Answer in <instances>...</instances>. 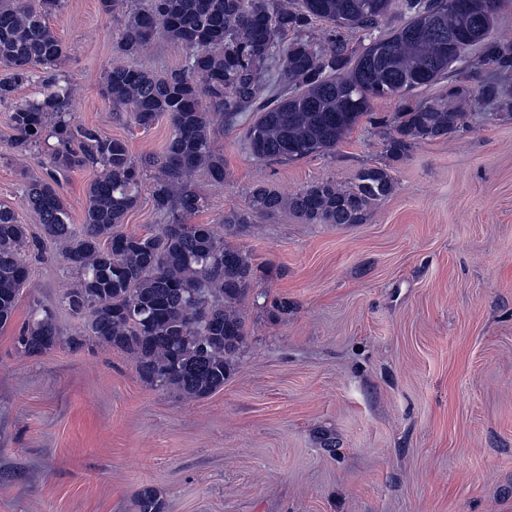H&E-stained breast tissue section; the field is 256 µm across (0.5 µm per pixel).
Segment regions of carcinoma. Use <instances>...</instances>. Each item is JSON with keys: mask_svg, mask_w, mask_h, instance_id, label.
Here are the masks:
<instances>
[{"mask_svg": "<svg viewBox=\"0 0 512 512\" xmlns=\"http://www.w3.org/2000/svg\"><path fill=\"white\" fill-rule=\"evenodd\" d=\"M471 0H141L123 13L119 0H101L105 14L120 19L118 48L136 56L157 37L184 51L182 65L163 75L117 66L104 78L112 110L148 128L168 116L172 133L163 151L135 161L125 141L95 126L74 122L71 88L57 67L65 46L48 23L61 0L19 5L0 0V103L14 100L35 68L54 91L14 106L11 146L27 151L53 138L44 176L28 182L25 199L41 226L33 238L14 210L0 204V328L12 322L27 280L25 255L44 241L62 245L61 257L79 280L62 303L83 321L68 339L130 355L140 378L187 398L224 387L247 344L239 305L258 280L250 251L224 243L246 234L258 216L287 209L307 224H360L388 197L394 178L387 166L360 171L349 187L310 184L284 196L264 183L249 190L247 206L224 214V236L210 224L187 218L203 208L192 175L206 169L224 184V155L213 149L210 129L219 116L227 128L251 118L244 137L260 160L291 162L336 149L375 102L413 95L448 79V100L430 99L397 113L385 132L389 159L406 156L419 142L447 137L465 126L454 101L494 102L512 115V97L495 76L512 72V39L493 34L502 0L479 17ZM327 25L322 34L311 25ZM362 32L365 43L351 44ZM477 51L471 55V51ZM477 70L490 77L475 84ZM89 164L104 173L86 188L84 225L67 223L59 191L69 172ZM151 170L157 211L168 218L144 235L122 229L137 202L144 172ZM61 342L53 313L34 308L15 344L27 355ZM135 512H165L159 491L144 486L133 495Z\"/></svg>", "mask_w": 512, "mask_h": 512, "instance_id": "carcinoma-1", "label": "carcinoma"}]
</instances>
